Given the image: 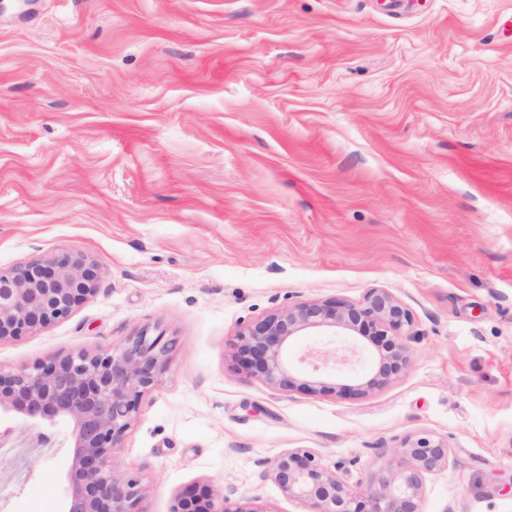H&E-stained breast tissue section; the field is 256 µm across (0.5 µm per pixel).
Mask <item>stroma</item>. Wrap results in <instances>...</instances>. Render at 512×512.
I'll return each instance as SVG.
<instances>
[{
    "mask_svg": "<svg viewBox=\"0 0 512 512\" xmlns=\"http://www.w3.org/2000/svg\"><path fill=\"white\" fill-rule=\"evenodd\" d=\"M65 252L98 291L0 369L174 339L114 457L141 512H308L268 461L354 484L423 433L452 462L422 512H512V0H0V270ZM373 288L416 335L387 386L239 371L244 324ZM70 456L67 423L0 419L1 508L61 512ZM234 492V489L229 488L226 493L223 487H207L203 490L189 488L178 497L171 512H264L255 508H242L231 502ZM214 499L221 502L219 510L213 509Z\"/></svg>",
    "mask_w": 512,
    "mask_h": 512,
    "instance_id": "1",
    "label": "stroma"
}]
</instances>
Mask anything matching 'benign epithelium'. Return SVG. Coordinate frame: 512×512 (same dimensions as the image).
<instances>
[{"label": "benign epithelium", "mask_w": 512, "mask_h": 512, "mask_svg": "<svg viewBox=\"0 0 512 512\" xmlns=\"http://www.w3.org/2000/svg\"><path fill=\"white\" fill-rule=\"evenodd\" d=\"M100 280L97 263L62 253L35 258L10 271L0 270V341L19 339L34 330L67 319L93 296ZM410 310L385 289L370 290L359 304L336 300L304 302L277 309L242 326L235 347L241 369L280 389L306 387L364 396L388 385L408 366L405 333ZM330 335L347 331L372 334L380 348L376 369L355 384L328 386L302 382L283 360L290 339L306 330ZM174 340L145 328L122 343L97 353L78 351L31 370H0V415L53 426L72 425V458L63 489V512H141L137 477L114 466L115 449L140 410L143 397L161 383ZM356 350L312 348L299 364L314 374L344 367ZM389 457L377 480L351 485L314 453L288 449L261 472L309 512H422L428 477L447 469L448 445L430 435L406 440L397 448L376 447ZM233 489L189 488L172 512H262L231 502ZM221 502L214 510L213 500Z\"/></svg>", "instance_id": "obj_1"}]
</instances>
